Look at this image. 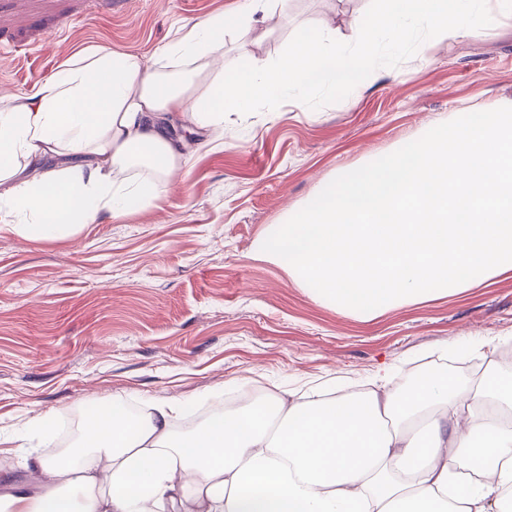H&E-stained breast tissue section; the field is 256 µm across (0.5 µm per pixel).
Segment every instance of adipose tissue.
<instances>
[{
    "mask_svg": "<svg viewBox=\"0 0 512 512\" xmlns=\"http://www.w3.org/2000/svg\"><path fill=\"white\" fill-rule=\"evenodd\" d=\"M406 2L448 37L512 17V0ZM276 3L288 0L182 26L151 61L89 47L56 77L0 92V198L28 217L25 232L51 238L149 202L152 185L127 171L139 153L156 179L181 171L168 118L209 130L256 99L361 79L358 63L328 53L325 21L277 60L256 55L227 71L228 31L263 40ZM490 406L512 412V376L493 367L466 381L431 373L412 392L389 389L382 372L360 394L284 391L185 434L171 428L174 403L134 422L109 407L86 420L77 451L36 460L46 493L0 495V512H488L512 489V425L487 416Z\"/></svg>",
    "mask_w": 512,
    "mask_h": 512,
    "instance_id": "ef3b65f1",
    "label": "adipose tissue"
}]
</instances>
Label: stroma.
Masks as SVG:
<instances>
[{
    "label": "stroma",
    "mask_w": 512,
    "mask_h": 512,
    "mask_svg": "<svg viewBox=\"0 0 512 512\" xmlns=\"http://www.w3.org/2000/svg\"><path fill=\"white\" fill-rule=\"evenodd\" d=\"M247 0H0V88L52 78L87 46L154 56L187 22ZM378 0H292L261 47L230 32L227 69L329 20L337 58L358 52ZM378 80L319 88L225 111L224 126L184 129L185 184L140 209L50 238L21 235L0 213V494L36 490L33 457H50L58 422L121 399L191 412L279 390L392 389L435 366L466 380L512 351V271L376 314L331 301L261 252L278 224L334 178L457 117L512 100V19L475 36L422 28L380 43ZM481 356L465 354L469 337Z\"/></svg>",
    "instance_id": "1"
}]
</instances>
